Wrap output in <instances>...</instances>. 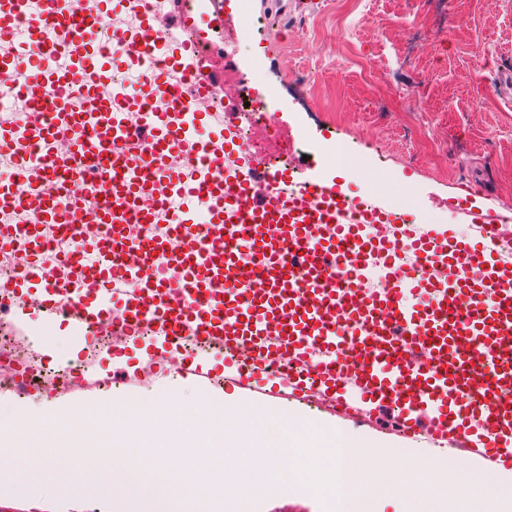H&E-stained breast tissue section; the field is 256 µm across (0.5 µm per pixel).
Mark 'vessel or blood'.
<instances>
[{"label": "vessel or blood", "mask_w": 512, "mask_h": 512, "mask_svg": "<svg viewBox=\"0 0 512 512\" xmlns=\"http://www.w3.org/2000/svg\"><path fill=\"white\" fill-rule=\"evenodd\" d=\"M101 23L80 0H41L37 12L29 0H0V72L48 115L0 126V148L19 164L18 176L0 183V204L25 198L35 216L14 231L28 248V272L9 288L35 284L43 321L134 336L147 319L164 345L189 334L223 352L229 383L260 392L273 375L295 398L320 397L348 418L386 407L398 412L403 436L512 472V369L501 366L512 358V262L498 254L512 218L457 201L474 231L465 238L435 224L415 230L413 216L365 204L333 180L261 194L278 172L245 155L225 167L223 146L201 136L204 115L185 96L213 82L199 63L206 36L193 11L179 23L186 40L152 29L129 59L157 90L154 101L136 100L121 83L108 100L92 101L85 79L98 55L87 40ZM38 52L66 63L32 77L27 62ZM156 53L174 78L147 67ZM132 111L140 130L129 124ZM176 152L198 156L194 172L167 165ZM59 166L90 198L82 222L112 229L90 263L72 261L66 294L41 264L39 235L73 203L46 193L45 177ZM159 205L174 235L147 247L132 227L152 221ZM160 263L168 278L156 277ZM377 275L384 286L370 290ZM118 279L131 289L113 290ZM104 295L112 307L101 305ZM110 381L88 364L62 387L91 391Z\"/></svg>", "instance_id": "1"}]
</instances>
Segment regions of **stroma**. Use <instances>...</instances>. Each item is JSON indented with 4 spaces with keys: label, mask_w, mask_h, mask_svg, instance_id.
I'll use <instances>...</instances> for the list:
<instances>
[{
    "label": "stroma",
    "mask_w": 512,
    "mask_h": 512,
    "mask_svg": "<svg viewBox=\"0 0 512 512\" xmlns=\"http://www.w3.org/2000/svg\"><path fill=\"white\" fill-rule=\"evenodd\" d=\"M221 28L209 31V68L217 80L233 79L231 102H247L251 90L272 92L268 101L279 121L275 144L292 151L294 176L319 174L349 185L353 195L388 202L402 194L403 210L417 221L452 225L462 236L449 200L468 197L474 205L501 211L512 205V0H251L252 24H245L237 0H223ZM308 18L300 32L299 18ZM345 29L337 40V29ZM339 143L350 170L329 165L325 143ZM55 341L43 355L48 374L78 367L85 344L66 322L55 323ZM159 341L128 344L121 357L100 356V372L116 384L93 393L64 396L40 392L0 393V412L31 419L52 432L62 412L114 399L147 405L179 398L184 405L208 397L248 403L255 418L293 413L348 437L388 447L374 458L379 470L402 465L406 452L437 455L435 445L411 442L389 427L387 414L364 421L338 416L322 402L269 397L224 382V359L212 350L192 355L208 380L171 368L149 381L137 375L153 363ZM94 447L76 467L93 477L107 470L110 436L130 430L132 421L92 419ZM248 512H324L310 493L230 487ZM122 495L104 501L77 500L55 492L42 501L26 497L23 484L0 477V512H129Z\"/></svg>",
    "instance_id": "1"
}]
</instances>
